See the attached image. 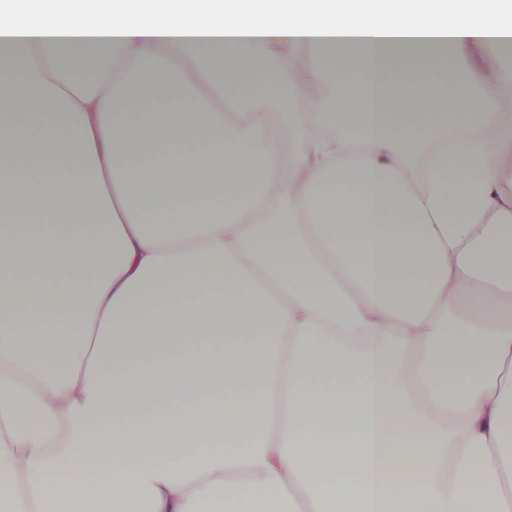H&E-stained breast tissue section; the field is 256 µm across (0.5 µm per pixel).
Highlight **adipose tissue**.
<instances>
[{
    "label": "adipose tissue",
    "instance_id": "1",
    "mask_svg": "<svg viewBox=\"0 0 512 512\" xmlns=\"http://www.w3.org/2000/svg\"><path fill=\"white\" fill-rule=\"evenodd\" d=\"M509 55L512 0L0 11V512H512Z\"/></svg>",
    "mask_w": 512,
    "mask_h": 512
}]
</instances>
